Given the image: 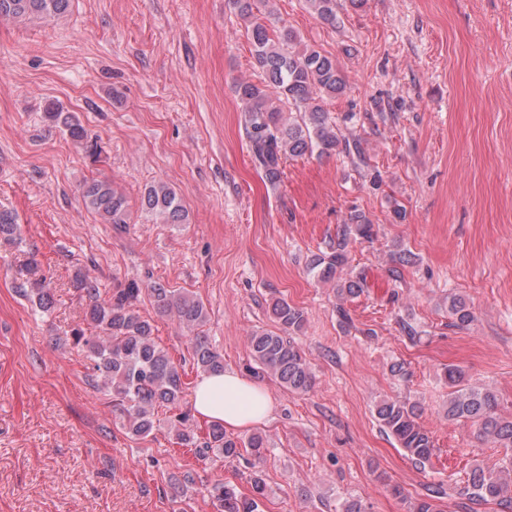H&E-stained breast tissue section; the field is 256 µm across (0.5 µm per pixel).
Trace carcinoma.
<instances>
[{
	"label": "carcinoma",
	"instance_id": "obj_1",
	"mask_svg": "<svg viewBox=\"0 0 512 512\" xmlns=\"http://www.w3.org/2000/svg\"><path fill=\"white\" fill-rule=\"evenodd\" d=\"M69 2L0 0V18L59 15L67 10ZM231 2L246 23L253 56L262 70L261 82L239 81L234 85V92L247 112L245 134L266 179L276 183L287 158L337 153L362 159L358 143L345 138L318 103L321 96L341 95L347 88L336 58L302 45L290 28L271 34L254 13L255 0ZM305 3L320 20L336 26V0H305ZM285 106L288 107L286 113L283 112ZM46 117L63 127L73 140L85 143L90 156H99L97 145L86 143L85 130L73 115L51 109ZM82 197L86 208L105 223H127V200L112 187V182L92 179L84 185ZM140 208L163 224L188 221V211L179 195L163 182L145 187ZM18 232L15 216L0 210V235L14 237ZM372 235L373 224L367 216L351 211L336 251L314 256L309 262L310 272L322 283H334L338 294L358 296L364 288L363 278H342L340 274L346 264L350 238L369 239ZM75 284L89 300L85 320L100 330L97 336L85 335L82 328L74 330L75 343L87 349L102 375L101 388L121 408L125 426L135 435H145L154 427L155 412L174 406L184 392L183 365L175 362L168 351L155 342L152 325L136 309L143 292L137 280H128L124 287L112 290L105 297L94 281L79 273ZM21 291L41 311L52 308L51 289L45 281L23 284ZM148 292L158 313L173 317L180 328L191 333L189 342L196 369L202 373L223 372V357L198 332L207 321L203 302L189 292H176L161 284L152 286ZM448 314L458 326L467 325L473 319V313L462 298L448 300ZM272 315L280 332L252 333L253 358L288 392L307 393L312 388L313 376L292 337L304 324V312L280 299L273 304ZM444 380L451 388L445 409L448 419L469 421L476 425L481 437L501 448H512V418L505 419L498 413L496 394L466 380L464 373L454 367L445 369ZM375 414L381 426L412 460L419 464L431 460L435 445L418 422L420 408L417 404L383 399L376 404ZM264 448L265 439L259 433L243 439L227 435L221 424L209 426L206 449L226 458H237L245 452L258 463L263 458ZM251 484L249 496L224 483L215 484L213 492L218 512H260L259 500L265 496V484L256 471L251 476ZM391 492L400 498L407 512H445L440 504L445 491L440 485L427 488L425 495L414 500L397 485L391 486ZM455 495L462 512H471L473 505L488 503L512 512V459L498 468L474 465L463 485L455 489Z\"/></svg>",
	"mask_w": 512,
	"mask_h": 512
}]
</instances>
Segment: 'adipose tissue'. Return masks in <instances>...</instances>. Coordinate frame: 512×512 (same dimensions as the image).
I'll use <instances>...</instances> for the list:
<instances>
[{"label":"adipose tissue","instance_id":"1","mask_svg":"<svg viewBox=\"0 0 512 512\" xmlns=\"http://www.w3.org/2000/svg\"><path fill=\"white\" fill-rule=\"evenodd\" d=\"M194 411L212 423L245 431L266 422L273 410L269 391L238 372L201 375L193 392Z\"/></svg>","mask_w":512,"mask_h":512}]
</instances>
